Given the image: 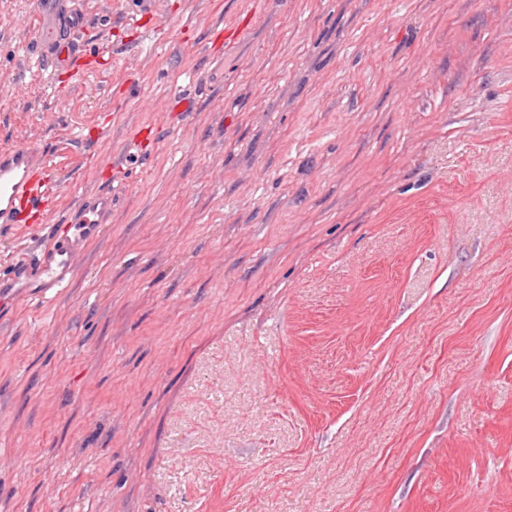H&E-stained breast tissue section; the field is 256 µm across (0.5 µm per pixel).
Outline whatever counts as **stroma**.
<instances>
[{
	"mask_svg": "<svg viewBox=\"0 0 512 512\" xmlns=\"http://www.w3.org/2000/svg\"><path fill=\"white\" fill-rule=\"evenodd\" d=\"M82 7L56 91L0 0V149L63 173L0 224V512H512V0ZM137 134L68 286L17 272Z\"/></svg>",
	"mask_w": 512,
	"mask_h": 512,
	"instance_id": "1",
	"label": "stroma"
}]
</instances>
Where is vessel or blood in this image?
Masks as SVG:
<instances>
[{"label":"vessel or blood","mask_w":512,"mask_h":512,"mask_svg":"<svg viewBox=\"0 0 512 512\" xmlns=\"http://www.w3.org/2000/svg\"><path fill=\"white\" fill-rule=\"evenodd\" d=\"M85 14L79 0H38L34 22L39 48L50 58L55 72L80 74L105 58L106 49L89 52L72 38L63 37L62 27L79 31L84 27ZM60 175L45 149L21 144L0 150V224L33 222L49 223L54 216V186ZM78 236L89 237L96 225L105 223L112 214V192L99 189L82 194L76 204ZM81 254L80 248L63 242L51 252L36 257L30 269L36 270L48 288L64 283L74 272Z\"/></svg>","instance_id":"vessel-or-blood-1"}]
</instances>
